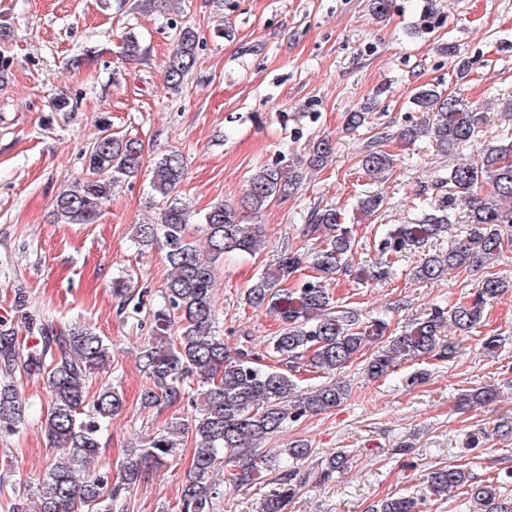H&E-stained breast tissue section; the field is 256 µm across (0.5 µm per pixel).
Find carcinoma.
I'll return each mask as SVG.
<instances>
[{
  "mask_svg": "<svg viewBox=\"0 0 512 512\" xmlns=\"http://www.w3.org/2000/svg\"><path fill=\"white\" fill-rule=\"evenodd\" d=\"M200 45L198 32L182 28L168 56L165 79L179 89L195 65ZM122 53L129 60L141 55L139 39L126 34ZM419 112H435L431 126L407 125L399 137L415 142L423 137L435 143L443 155L475 138L485 124L478 108L457 93H444L434 85H423L411 97ZM374 102L369 100L346 115V130L356 132L369 123ZM100 134L84 151L85 177L62 191L55 200L56 216L65 224H92L100 208L112 199L118 183L133 176L143 164V146L133 138L112 132L110 117L99 120ZM381 138L372 137L364 149L362 165L370 173L393 167L394 158L380 149ZM334 147L327 138L314 143L306 160L292 158L260 167L248 179L245 204L259 212L273 202H284L301 188L304 168L314 169L329 161ZM184 178L179 153L161 155L153 165L150 187L164 207L157 222L135 225V242L147 247L163 238L172 273L161 290L162 301L148 311L152 336L139 354L149 381L142 395L144 406L153 408L181 398L190 378L202 384L201 411L191 420L175 419L130 451L122 463V482L108 485V477L93 470H77L91 463L101 448V433L112 417L122 412L123 398L107 384L90 394L93 379L107 369L109 345L94 330L75 325L63 332L45 321L38 325V342L28 345L8 318L0 319V432H12L24 423V409L10 378L16 372L37 375L48 386L50 409L42 421L43 431L58 456L40 482L37 512H112V502L131 492L149 471L167 464L178 438L192 433L194 448L189 477L182 485L177 512H210L222 483L233 486L262 479L264 467L287 459L291 467L280 474L279 491L265 503V512H285L297 493L294 480L298 461L310 448L295 442L268 458L254 453L257 442L279 432L290 418L300 419L335 407L348 389L338 382L309 393H296L297 384L284 371L262 363L248 348L230 351L224 337L214 333L213 290L216 268L228 254L255 255L265 244L261 224H246L235 207L224 202L211 206L201 217L204 249L187 233L188 211L173 198ZM434 197L421 217L412 224L389 229L380 242L382 254L422 248L448 232L450 215L462 208L468 214L469 232L446 252L431 255L418 270L420 278L434 280L450 269L481 267L504 254L503 226L512 227V136L505 133L500 144L486 149L470 163H459L448 178L438 183ZM383 205V198L367 195L356 212L369 216ZM306 236L319 241V249L306 257L298 252L282 253L277 266L263 272L247 289L246 303L264 308L277 317L280 329L271 338L270 353L288 363L301 360L327 374L345 367L371 339L384 335L386 323L370 325L353 310H334L330 283L343 269L355 239L342 226L341 213L333 208L312 211ZM314 274L294 287L288 280L303 264ZM512 282L496 272L487 273L479 288L451 306L434 307L415 320L400 337L377 352L367 365L373 378L382 377L403 360H450L458 345L442 338L449 320L463 332L481 319L485 307ZM224 472L220 482L212 476ZM427 488L433 493L452 489L475 503L476 512H512V497H501L492 484L473 480L457 466L445 465L428 473ZM417 498L403 496L381 500L367 512H418Z\"/></svg>",
  "mask_w": 512,
  "mask_h": 512,
  "instance_id": "1",
  "label": "carcinoma"
}]
</instances>
